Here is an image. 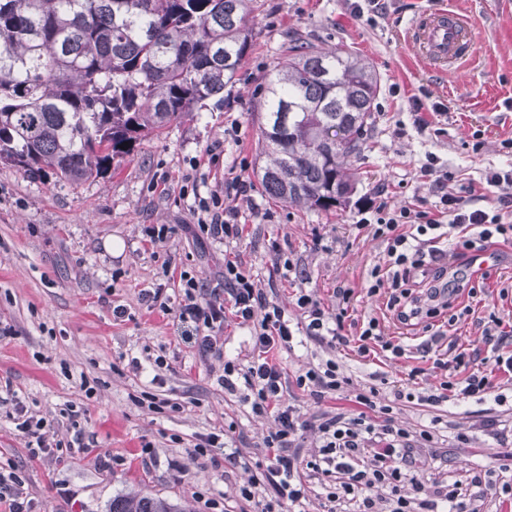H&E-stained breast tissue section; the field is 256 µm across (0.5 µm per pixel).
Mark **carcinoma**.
I'll return each mask as SVG.
<instances>
[{"instance_id":"cac0c4a2","label":"carcinoma","mask_w":512,"mask_h":512,"mask_svg":"<svg viewBox=\"0 0 512 512\" xmlns=\"http://www.w3.org/2000/svg\"><path fill=\"white\" fill-rule=\"evenodd\" d=\"M250 0H0V163L80 183L224 91L253 40ZM378 77L294 38L259 101L261 185L330 211L352 190ZM112 512H177L123 495Z\"/></svg>"}]
</instances>
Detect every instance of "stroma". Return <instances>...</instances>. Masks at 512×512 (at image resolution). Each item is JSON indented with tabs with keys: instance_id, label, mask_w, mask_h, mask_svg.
Instances as JSON below:
<instances>
[{
	"instance_id": "stroma-1",
	"label": "stroma",
	"mask_w": 512,
	"mask_h": 512,
	"mask_svg": "<svg viewBox=\"0 0 512 512\" xmlns=\"http://www.w3.org/2000/svg\"><path fill=\"white\" fill-rule=\"evenodd\" d=\"M360 2L253 0V46L226 85L223 104L151 135L103 176L82 183L32 179L0 164V397L14 391L31 410L61 421V439L79 436L93 447L64 466L30 459L24 439L0 407V461L17 465L37 512H70L75 503L83 512H110L113 498L134 493L167 500L180 512H210L211 499L234 505L235 490L249 474L225 472L220 448L212 456L193 457L197 437L232 425L240 455L260 458L269 421L225 395L216 382L221 362L200 360L182 343L173 317L148 309L141 299V289L162 282L166 265L184 267L214 287L231 252L289 318L299 315L298 289L326 300L339 286L355 288V306L367 314L376 303L364 291L365 273L383 245L356 238L350 226L378 189H385L396 206L418 199L433 205L429 182L420 175L429 152L466 180L512 163V153L501 146L512 137V0H390L370 22L356 13ZM445 8L467 20L475 50L459 67L439 73L418 57L409 27L417 13ZM295 37L360 55L378 76L374 126L352 162L353 190L345 205L328 212L273 199L256 175L259 100L268 74ZM424 97L449 107L439 130L421 132L414 125L412 101ZM234 126L239 136H227ZM477 139L483 146L476 152ZM218 142L223 145L218 162L195 171L194 190H183L192 159ZM232 170L250 184L258 212L243 213L245 232L236 243L199 240L190 230L194 197L215 193L225 205H236L227 183ZM148 224L168 225L167 240L145 243ZM274 243L293 262V271L273 263ZM487 268L489 295L478 314L507 317L512 302L500 299L498 291L512 286V248L497 249ZM119 304L127 314L118 319L112 309ZM159 355L167 366L157 372L149 360ZM330 357L343 364L357 389L370 385L375 371L384 373L392 389L407 378V360L372 367L360 364L348 347L334 350L308 340L283 355L292 374ZM135 359L143 362L142 370L132 369ZM84 379L96 390L93 398L80 387ZM145 391L169 400V407L157 412L139 404ZM497 393L441 412L402 402L394 416L413 431L440 416L447 470L463 480L473 468L498 467L501 448H512V381H502ZM491 418L501 440L483 427ZM461 432L466 442L458 441ZM146 442L154 446L155 459L145 469L136 454ZM102 454L111 458V470H100ZM57 480L74 502L58 496Z\"/></svg>"
}]
</instances>
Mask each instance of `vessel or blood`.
I'll return each mask as SVG.
<instances>
[{
	"label": "vessel or blood",
	"mask_w": 512,
	"mask_h": 512,
	"mask_svg": "<svg viewBox=\"0 0 512 512\" xmlns=\"http://www.w3.org/2000/svg\"><path fill=\"white\" fill-rule=\"evenodd\" d=\"M414 35L425 56L437 68H444L471 56L473 41L461 18L453 11L428 14L413 22Z\"/></svg>",
	"instance_id": "b4317fda"
}]
</instances>
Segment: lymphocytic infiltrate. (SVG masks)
<instances>
[{"mask_svg": "<svg viewBox=\"0 0 512 512\" xmlns=\"http://www.w3.org/2000/svg\"><path fill=\"white\" fill-rule=\"evenodd\" d=\"M420 173L429 179L437 198L433 207L395 208L382 196L373 202L370 217L354 224L358 233L385 245L382 260L367 272L366 295L384 298L387 318L353 315L355 291L340 286L333 290L332 308L314 293L299 291L296 305L301 317L290 321L285 309L257 288L244 264L230 259L224 262L223 287H208L190 271L170 266L164 271L165 283L142 289V301L173 315L182 341L201 359L222 361L218 385L239 396L252 415L273 422L262 441L261 459L250 462L234 451L224 455L225 467L251 473L250 480L238 487L237 501H253L261 487L269 493L261 512H287L305 506L317 486L329 512L345 507L351 512H379L382 504L389 512H474L472 504L480 498L512 497L506 465L477 471L466 484L457 479L425 484L426 474L445 461L436 446L441 419L433 417L429 427L413 433L393 416L397 400L458 406L490 395L498 375L512 377V329L493 314L485 320L475 318L471 300L478 290L466 275L470 251L512 246V168L486 170L456 192L449 191L452 176L438 167L435 156H428ZM194 213L196 237L219 243L241 240L240 210L225 206L219 196L198 198ZM169 282L176 284V295H168ZM469 316L490 354L477 359L459 348L452 360L434 359L441 379L430 395L418 397L412 390L397 389L388 397L372 385L355 393V411L324 412L313 420L285 399L296 388L319 404L330 395H344L351 384L332 358L289 376L281 354L291 350L298 337L335 349L356 341L357 357L370 364L380 357L396 360L406 355L408 348L401 337L391 334V324L420 326L429 332V339L418 346L427 355L443 336L439 324L451 327ZM228 322L249 332L247 363L224 355ZM9 418L31 458L60 465L73 452L89 451L83 443L63 445L55 423L22 403H14ZM310 433L316 434L319 446L305 456L301 448Z\"/></svg>", "mask_w": 512, "mask_h": 512, "instance_id": "1", "label": "lymphocytic infiltrate"}]
</instances>
